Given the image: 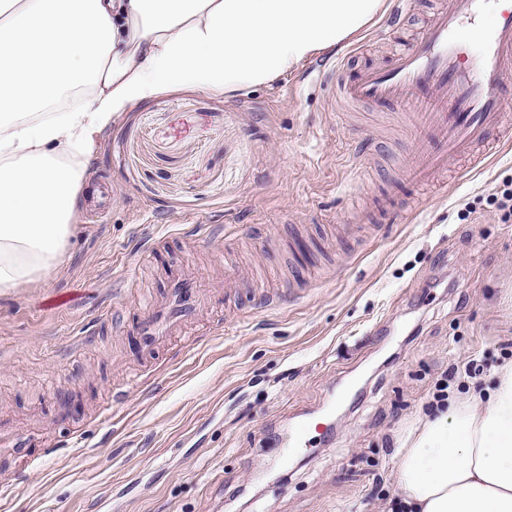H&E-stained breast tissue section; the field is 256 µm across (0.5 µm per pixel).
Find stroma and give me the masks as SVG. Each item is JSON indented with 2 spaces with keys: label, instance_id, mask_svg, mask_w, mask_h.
<instances>
[{
  "label": "stroma",
  "instance_id": "stroma-1",
  "mask_svg": "<svg viewBox=\"0 0 512 512\" xmlns=\"http://www.w3.org/2000/svg\"><path fill=\"white\" fill-rule=\"evenodd\" d=\"M434 7L353 37L348 75ZM306 72L233 98L169 91L100 136L105 209L79 196L62 267L0 296V420L42 425L0 456V512H385L442 373L512 340V223L486 203L512 148L398 181L417 129L396 107H330ZM386 203L408 217L377 222ZM172 269L209 302L145 357L112 318L162 298ZM309 422L307 453L279 466L277 440Z\"/></svg>",
  "mask_w": 512,
  "mask_h": 512
}]
</instances>
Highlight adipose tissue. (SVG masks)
Wrapping results in <instances>:
<instances>
[{
  "label": "adipose tissue",
  "instance_id": "obj_1",
  "mask_svg": "<svg viewBox=\"0 0 512 512\" xmlns=\"http://www.w3.org/2000/svg\"><path fill=\"white\" fill-rule=\"evenodd\" d=\"M384 0H0V294L65 261L87 158L122 112L266 87ZM401 512H512V363L405 440Z\"/></svg>",
  "mask_w": 512,
  "mask_h": 512
}]
</instances>
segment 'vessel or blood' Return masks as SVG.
<instances>
[{
	"label": "vessel or blood",
	"instance_id": "b4317fda",
	"mask_svg": "<svg viewBox=\"0 0 512 512\" xmlns=\"http://www.w3.org/2000/svg\"><path fill=\"white\" fill-rule=\"evenodd\" d=\"M484 0H444L427 27L385 66L345 78L342 63L312 67L311 82L329 88L347 104H396L404 107L420 132L423 162L418 183L437 175L461 157L482 162L493 145L512 146V116L502 98L512 90V9L502 11L497 26L482 33L470 52L464 26ZM202 306L195 281L170 273L163 299L147 305L133 325L143 354H151Z\"/></svg>",
	"mask_w": 512,
	"mask_h": 512
}]
</instances>
